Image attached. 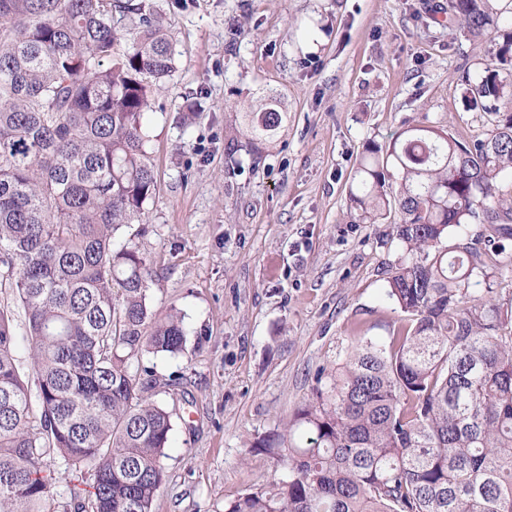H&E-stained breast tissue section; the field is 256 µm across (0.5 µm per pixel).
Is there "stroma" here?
<instances>
[{
    "instance_id": "1",
    "label": "stroma",
    "mask_w": 512,
    "mask_h": 512,
    "mask_svg": "<svg viewBox=\"0 0 512 512\" xmlns=\"http://www.w3.org/2000/svg\"><path fill=\"white\" fill-rule=\"evenodd\" d=\"M447 2L145 0L176 71L153 107L147 231L116 238L137 237L154 310L176 309L186 328L182 351L142 359L164 382L148 398L173 425L153 512H224L287 478L261 442L283 433L319 369L399 325L385 271L403 250L391 225L351 217L349 187L367 144L407 127L492 130L462 75L501 42L433 12ZM269 90L288 123L255 147L241 115Z\"/></svg>"
}]
</instances>
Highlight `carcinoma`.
<instances>
[{"label": "carcinoma", "mask_w": 512, "mask_h": 512, "mask_svg": "<svg viewBox=\"0 0 512 512\" xmlns=\"http://www.w3.org/2000/svg\"><path fill=\"white\" fill-rule=\"evenodd\" d=\"M448 11L473 37L503 38L468 88L495 128L461 142L415 125L366 148L349 201L363 224L399 214L387 295L405 323L318 372L282 440L263 446L288 479L224 512H512V306L490 281L512 271V0ZM174 71L141 2L0 0V267L25 312L39 399L35 411L0 306V512H57L51 455L66 472L93 467L90 492L70 489L73 512H153L172 421L145 393L176 380L132 366L179 352L185 329L153 310L139 244L114 239L156 194L146 118ZM287 119L269 92L243 135L270 141ZM464 224L491 233L442 246Z\"/></svg>", "instance_id": "1"}]
</instances>
